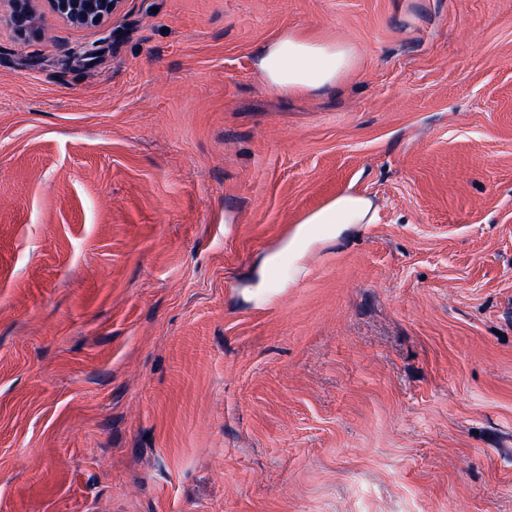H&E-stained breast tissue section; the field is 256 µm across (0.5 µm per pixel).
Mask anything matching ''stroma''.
<instances>
[{
    "mask_svg": "<svg viewBox=\"0 0 512 512\" xmlns=\"http://www.w3.org/2000/svg\"><path fill=\"white\" fill-rule=\"evenodd\" d=\"M26 7L0 512H512V0ZM287 28L354 49L336 91L264 87ZM351 184L372 223L290 253ZM120 0H51L54 10L72 23L95 26L116 9Z\"/></svg>",
    "mask_w": 512,
    "mask_h": 512,
    "instance_id": "35a3bbf8",
    "label": "stroma"
}]
</instances>
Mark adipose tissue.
<instances>
[{"mask_svg": "<svg viewBox=\"0 0 512 512\" xmlns=\"http://www.w3.org/2000/svg\"><path fill=\"white\" fill-rule=\"evenodd\" d=\"M355 64L354 51L348 44L314 39L293 28L284 29L264 44L255 57L265 87L283 96L336 89ZM372 210L371 199L350 187L309 214L306 221L321 225L325 238L333 239L347 225L370 223Z\"/></svg>", "mask_w": 512, "mask_h": 512, "instance_id": "1", "label": "adipose tissue"}]
</instances>
